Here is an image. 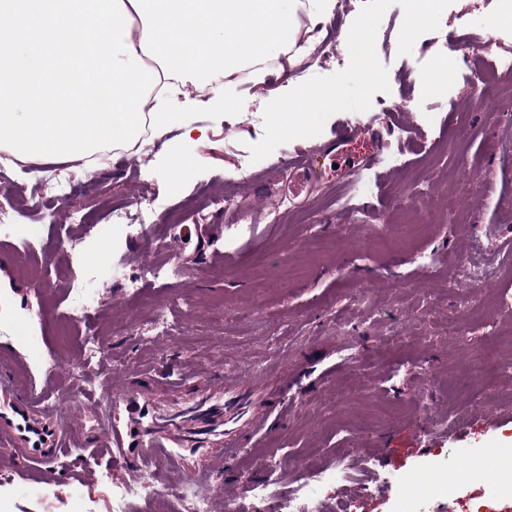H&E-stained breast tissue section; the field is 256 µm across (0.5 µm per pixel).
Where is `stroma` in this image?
<instances>
[{"label": "stroma", "mask_w": 512, "mask_h": 512, "mask_svg": "<svg viewBox=\"0 0 512 512\" xmlns=\"http://www.w3.org/2000/svg\"><path fill=\"white\" fill-rule=\"evenodd\" d=\"M332 2L327 14L301 19L317 37L305 61L280 58L281 74L261 84L246 73L214 89L186 83L183 119L205 138L187 140L174 128L137 152L100 153L94 165L72 167L65 197L44 194L40 176L0 152V182L26 205L14 227L0 228L9 255L0 265V358L22 354L34 375L50 368L62 378L84 339L100 335L111 367L90 365L84 391L95 397L117 373L133 385L149 370L160 387L186 362L272 368L290 382L288 419L215 477V493L232 490L245 512H279L278 499L250 502V482L272 474L288 493L342 448L359 464L358 483L321 484L324 512L340 500L349 512H448L447 496L423 474L477 494L490 488L482 470L512 463V371L502 367L512 359L502 342L512 331V70L498 74L496 105L481 108L448 42L490 45L478 63L491 69L495 51L512 48V33L489 26L503 0H439L414 29L408 0ZM361 21L377 27L364 59L344 39ZM432 74L437 87L424 91L421 79ZM307 86L336 88L346 103L308 132L265 135L272 93ZM225 97L237 111L219 106ZM400 112L412 113L410 127H400ZM335 141L339 153H327ZM298 152L314 156V174L290 165ZM373 154L379 163L353 194L342 176ZM144 184L154 190L153 223L183 216L188 237L178 253L145 247L107 219L109 206L139 208ZM227 191L236 207L197 217L204 196ZM445 192L455 205L417 223L421 197ZM74 209L88 223H70ZM82 252L111 273L97 311L73 326L63 315L74 303L72 281L85 272ZM152 262L180 273L130 294L127 279ZM466 262L491 270L493 282H456ZM158 306L173 332L138 335L136 322ZM451 317L454 336L441 328ZM466 364L471 386L449 394V376ZM52 466L58 495L18 480L31 464L0 473V512H75L78 496L90 512H113L123 474L106 458L68 452ZM389 476L411 478L416 496L394 485L362 491Z\"/></svg>", "instance_id": "obj_1"}]
</instances>
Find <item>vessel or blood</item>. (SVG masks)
Masks as SVG:
<instances>
[{
  "mask_svg": "<svg viewBox=\"0 0 512 512\" xmlns=\"http://www.w3.org/2000/svg\"><path fill=\"white\" fill-rule=\"evenodd\" d=\"M26 367L20 357L14 367L0 369V446L16 459L46 462L78 447L93 423L97 448L122 465L126 485L154 472L184 497L211 495L212 480L225 464L267 438L288 413V385L273 384L267 371L245 377L186 363L169 375L166 397H158L147 374L110 400H86L65 424L50 401V382L36 384Z\"/></svg>",
  "mask_w": 512,
  "mask_h": 512,
  "instance_id": "1",
  "label": "vessel or blood"
}]
</instances>
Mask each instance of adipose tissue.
<instances>
[{
	"label": "adipose tissue",
	"mask_w": 512,
	"mask_h": 512,
	"mask_svg": "<svg viewBox=\"0 0 512 512\" xmlns=\"http://www.w3.org/2000/svg\"><path fill=\"white\" fill-rule=\"evenodd\" d=\"M132 23L127 42L141 59L173 65L174 81L156 94L147 115L155 135L181 125L172 106L185 77L199 86L250 72L263 82L269 62L304 61L313 48L300 22L303 0H123ZM337 101L332 89L308 88L278 101L269 130L300 133L324 120Z\"/></svg>",
	"instance_id": "adipose-tissue-1"
}]
</instances>
